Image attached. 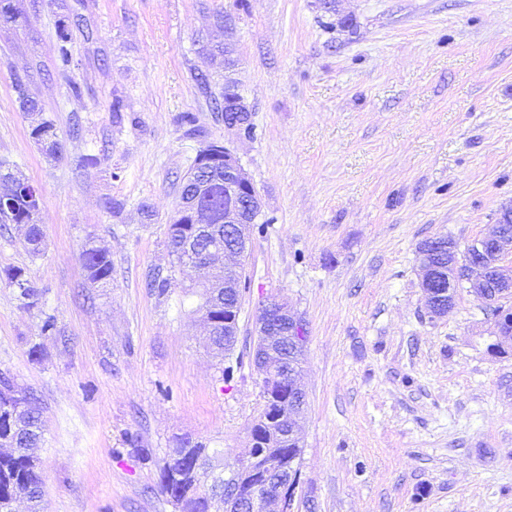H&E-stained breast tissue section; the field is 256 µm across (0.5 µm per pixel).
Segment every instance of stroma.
I'll list each match as a JSON object with an SVG mask.
<instances>
[{
  "label": "stroma",
  "instance_id": "35a3bbf8",
  "mask_svg": "<svg viewBox=\"0 0 512 512\" xmlns=\"http://www.w3.org/2000/svg\"><path fill=\"white\" fill-rule=\"evenodd\" d=\"M14 2L0 158L40 190L44 246L31 255L0 228V270L24 268L40 292L29 307L0 282V375L42 412V512H175L157 481L182 437L233 470L263 408L250 349L271 297L307 331L295 512H512V343L465 288L430 318L418 260L424 240L466 247L512 206V0ZM227 40L229 72L209 53ZM228 77L251 133L210 107ZM23 94L60 157L32 138ZM213 140L236 151L266 222L228 381L205 348L203 274L167 248L182 178ZM92 245L111 255L108 287L89 282ZM154 272L167 297L146 288ZM49 316L58 335L41 332ZM21 109L24 112L39 114L40 121L32 125L31 136L43 146L49 156L56 157L59 153V143L56 140L54 124L42 117V108L39 101L31 96L23 97Z\"/></svg>",
  "mask_w": 512,
  "mask_h": 512
}]
</instances>
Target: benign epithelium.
<instances>
[{"instance_id":"benign-epithelium-1","label":"benign epithelium","mask_w":512,"mask_h":512,"mask_svg":"<svg viewBox=\"0 0 512 512\" xmlns=\"http://www.w3.org/2000/svg\"><path fill=\"white\" fill-rule=\"evenodd\" d=\"M224 85L235 93L232 107L234 113L224 115V127L239 132L246 127L249 105L236 84L225 80ZM200 165L221 164L224 166V190L230 201L224 203V209L217 212L209 207H197L187 203L184 212L175 215V219L188 217L190 224H222L224 230L233 234L236 245L232 247H213L209 251L203 268L222 266L224 270L235 273L224 278V294L240 287L241 271L244 269L248 253L251 225L256 223L261 213V198L251 176L242 166L239 158L227 146L219 142H208L197 152ZM457 256L458 245L444 236L428 239L419 247L421 288L426 296L428 314L432 317L443 315L454 302L457 289L469 285L470 291L479 295L490 304L512 297V276L506 275L500 260L512 253V208L501 213L496 231L489 237L477 238L468 244L464 251V263L453 261L454 279L447 288L435 286L436 274L440 270L436 259L443 251ZM259 345L254 351L253 363L261 376V388L264 396H269L276 386L288 389V400L292 413L288 417H277L270 421L272 438L283 443L300 445L298 419L303 413L305 401L304 389L299 384L298 374L286 368V355L281 346L282 335H288V342L296 348H302L306 341L304 324L288 307V303L276 298L269 299L262 309L256 326ZM263 466L264 478L288 473V479L277 486L266 484L265 493L257 495L235 490L239 485L238 477L233 475L224 479V494L211 496V512H293L295 488L299 473L292 468L279 465L278 460L268 457Z\"/></svg>"}]
</instances>
